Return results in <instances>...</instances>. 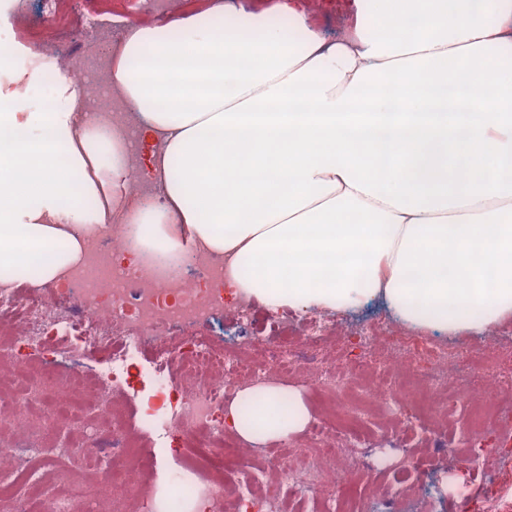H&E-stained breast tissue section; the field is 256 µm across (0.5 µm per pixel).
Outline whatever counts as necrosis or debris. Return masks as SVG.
Here are the masks:
<instances>
[{
    "mask_svg": "<svg viewBox=\"0 0 512 512\" xmlns=\"http://www.w3.org/2000/svg\"><path fill=\"white\" fill-rule=\"evenodd\" d=\"M37 20L24 8L11 7L13 22H26L39 44L35 54L18 58L17 69L32 73L28 97L43 101L44 83L68 79L84 100L90 120L104 131L130 125L108 90L110 51L118 34L102 42L76 46L61 41L73 24H93L88 0H41ZM133 247L129 226L115 220L108 235L91 236L82 261L56 288H35L25 281L0 288V364L15 365L8 383L0 382V468L14 478L0 481V512H286L280 486L300 496H320L322 512H394L387 496L374 508L356 495L343 508L335 495H322L328 463L340 462L337 483L350 486L349 461L364 458L376 471L388 468L385 440H368L361 429L371 412L390 418L416 404L446 417L470 404L463 448L480 449L471 467L482 470L484 457L512 465L503 443L512 441V374L485 363L486 354L512 357V332L488 331L477 343L446 344L407 336L387 322L356 329L362 352L353 369L343 359L318 369L317 387L333 394L348 387L356 373L371 380L348 404L310 425L305 449L281 441L267 454L280 471V486H264L252 474L239 481L228 476L231 458L249 454L247 444L230 440L224 407L245 389L304 378L326 343L325 322L299 325L288 314L256 322L252 303L239 301L235 315L243 332L233 345L207 336L186 335L202 319L224 316L223 267L215 258L192 253L190 260L146 262L122 268L113 253ZM157 351L149 374L158 404H146L140 431L174 428L183 437V463L161 488L151 487L137 460L131 429L119 421L103 379L85 369L99 359L113 383H128L131 348ZM39 365H31L33 353ZM94 417H86L87 408ZM86 471L105 469L97 480L51 481L67 463Z\"/></svg>",
    "mask_w": 512,
    "mask_h": 512,
    "instance_id": "obj_1",
    "label": "necrosis or debris"
}]
</instances>
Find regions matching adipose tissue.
<instances>
[{
    "label": "adipose tissue",
    "mask_w": 512,
    "mask_h": 512,
    "mask_svg": "<svg viewBox=\"0 0 512 512\" xmlns=\"http://www.w3.org/2000/svg\"><path fill=\"white\" fill-rule=\"evenodd\" d=\"M343 3L333 41L285 0L127 25L111 88L156 200L129 201L127 142L91 125L69 81L50 111L1 109L0 286L62 281L119 213L136 246L119 263L195 245L273 311L380 298L448 336L511 321L512 0ZM250 408L224 421L252 445L310 420L294 388Z\"/></svg>",
    "instance_id": "obj_1"
}]
</instances>
